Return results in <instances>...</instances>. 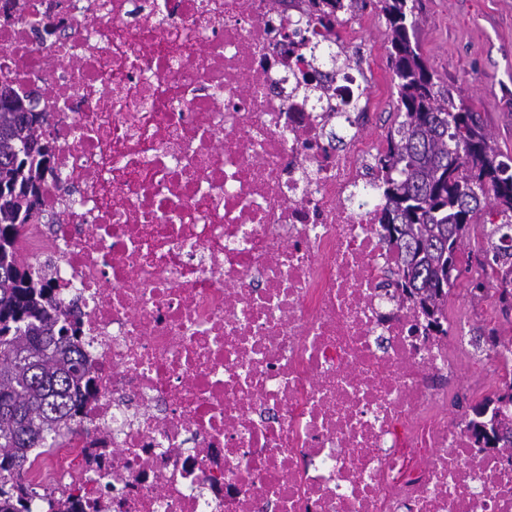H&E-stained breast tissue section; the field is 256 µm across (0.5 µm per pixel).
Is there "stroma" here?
Here are the masks:
<instances>
[{
    "label": "stroma",
    "instance_id": "obj_1",
    "mask_svg": "<svg viewBox=\"0 0 512 512\" xmlns=\"http://www.w3.org/2000/svg\"><path fill=\"white\" fill-rule=\"evenodd\" d=\"M363 50L380 67L389 65L386 20L377 0H364ZM415 39L441 91H452L471 111L480 113L496 147L512 156V0H418ZM374 112L372 134L393 128L398 120L392 80L369 86ZM475 233L465 247L462 273L448 296V319L465 320L475 331L512 337L495 290L471 294L473 282L485 280Z\"/></svg>",
    "mask_w": 512,
    "mask_h": 512
}]
</instances>
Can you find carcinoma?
Masks as SVG:
<instances>
[{"mask_svg":"<svg viewBox=\"0 0 512 512\" xmlns=\"http://www.w3.org/2000/svg\"><path fill=\"white\" fill-rule=\"evenodd\" d=\"M311 4L328 21L348 9L346 0ZM379 4L401 117L378 160L383 240L400 255L395 285L437 326L448 319L463 242L478 218L490 225L486 274L512 276V157L495 146L479 113L437 89L414 38L416 0ZM38 108L36 93L22 95L0 79V512H29L32 450L67 427L72 391L85 378L74 325L15 248L24 225L42 218L51 152ZM499 391L472 407V425L489 448L512 440V417L500 409L512 403V371Z\"/></svg>","mask_w":512,"mask_h":512,"instance_id":"obj_1","label":"carcinoma"}]
</instances>
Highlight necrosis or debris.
Wrapping results in <instances>:
<instances>
[{"label":"necrosis or debris","instance_id":"necrosis-or-debris-1","mask_svg":"<svg viewBox=\"0 0 512 512\" xmlns=\"http://www.w3.org/2000/svg\"><path fill=\"white\" fill-rule=\"evenodd\" d=\"M361 29L307 0H0L54 153V220L16 248L85 369L31 512H512V446L449 416L448 327L353 201L387 150ZM468 344L494 391L512 345Z\"/></svg>","mask_w":512,"mask_h":512}]
</instances>
